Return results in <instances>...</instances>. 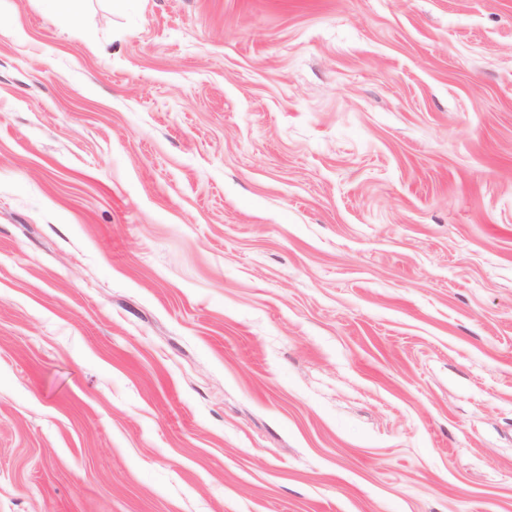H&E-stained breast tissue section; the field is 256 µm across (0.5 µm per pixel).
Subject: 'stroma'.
I'll list each match as a JSON object with an SVG mask.
<instances>
[{
	"label": "stroma",
	"mask_w": 512,
	"mask_h": 512,
	"mask_svg": "<svg viewBox=\"0 0 512 512\" xmlns=\"http://www.w3.org/2000/svg\"><path fill=\"white\" fill-rule=\"evenodd\" d=\"M0 0V512H512V0Z\"/></svg>",
	"instance_id": "obj_1"
}]
</instances>
